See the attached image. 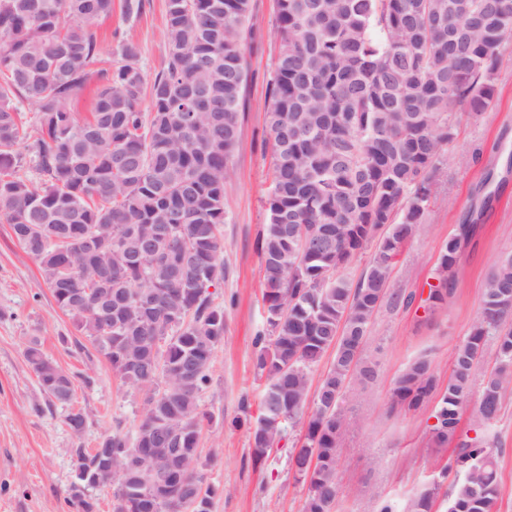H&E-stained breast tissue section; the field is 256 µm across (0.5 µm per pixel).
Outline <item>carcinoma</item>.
<instances>
[{
  "label": "carcinoma",
  "instance_id": "carcinoma-1",
  "mask_svg": "<svg viewBox=\"0 0 512 512\" xmlns=\"http://www.w3.org/2000/svg\"><path fill=\"white\" fill-rule=\"evenodd\" d=\"M280 43L267 83L272 188L259 242L268 344L256 357L268 380L251 432L260 462L286 427L304 426L290 458L309 483L303 512H334L339 401L363 363L373 316L388 296L402 244L425 218L432 174L459 112L477 118L495 96L501 47L512 41V0H275ZM252 0H167L168 62L145 91L129 63L97 67L99 20L112 0H0V217L40 264L57 306L126 384L146 388L130 435L116 429L75 448L67 497L96 512L88 489L119 472L112 512H211L216 488L200 461L210 415L200 399L224 338V307L209 288L224 279V180L237 146L248 84ZM98 81L93 112L72 102ZM148 111H143L144 95ZM35 109L28 132L21 106ZM33 163L40 181L18 175ZM360 279L343 276L383 226ZM475 224L458 225L436 260L421 308L448 302V281ZM493 343L474 409L497 418L512 385V255L486 280L481 312L440 386L427 360L391 388L394 406L438 402L428 432L454 445L460 478L447 512H492L499 496L495 442L459 434L477 364ZM334 349L311 393L312 368ZM25 356L42 391L67 403L76 383L37 339ZM142 449L134 457L130 449ZM439 487L409 512H431Z\"/></svg>",
  "mask_w": 512,
  "mask_h": 512
}]
</instances>
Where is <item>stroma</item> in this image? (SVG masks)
<instances>
[{
    "label": "stroma",
    "mask_w": 512,
    "mask_h": 512,
    "mask_svg": "<svg viewBox=\"0 0 512 512\" xmlns=\"http://www.w3.org/2000/svg\"><path fill=\"white\" fill-rule=\"evenodd\" d=\"M142 14L126 17L123 0H113L102 19L99 65L125 64L123 46H132L145 82H152L168 59L164 37L167 0H144ZM248 44L247 110L224 183V279L215 290L224 308V338L211 370L212 381L200 404L212 416L204 424L200 455L217 456L207 477L218 489L212 512H301L308 492L289 466L295 434H287L262 462H254L249 417L257 416L267 378L256 369V338L265 333L262 300L264 266L258 241L267 222L271 187V146L266 86L278 53L275 0H252ZM497 93L479 120L461 118L434 177L425 221L401 248L389 290L404 295L427 292L441 246L458 225L478 231L462 250L446 305L424 312L382 307L375 315L364 358L376 369L373 380L351 382L340 408L349 419L338 443L335 512H407L411 500L433 482L450 490L455 473L451 448L433 444L427 432L429 409L392 407L390 393L400 371L427 359L447 380L454 349L477 316L487 277L498 260L512 253V42L501 50ZM69 373L94 377L76 386L71 406L51 401L24 356L30 339ZM68 315L55 303L39 263L15 239L0 217V512H68L65 499L74 480L75 447H96L115 428L134 432L141 420L144 390L123 384L106 360L79 349ZM495 365L485 357L477 366L469 400L477 402L484 374ZM469 407L460 430L483 431L499 451L500 495L492 512H512V393L499 418L479 428ZM86 417L82 436L66 423L69 410Z\"/></svg>",
    "instance_id": "1"
}]
</instances>
